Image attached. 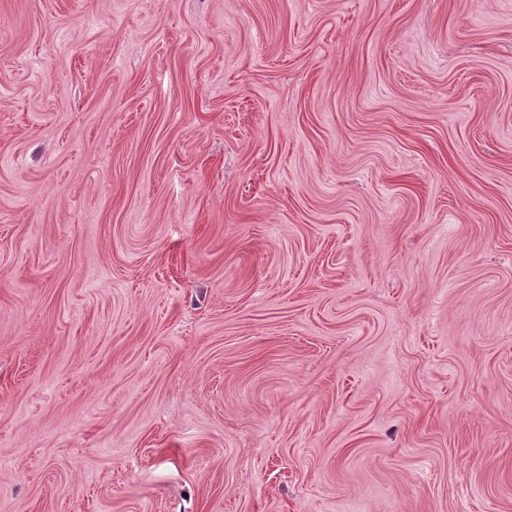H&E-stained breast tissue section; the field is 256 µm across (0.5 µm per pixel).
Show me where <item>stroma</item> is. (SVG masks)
I'll return each mask as SVG.
<instances>
[{
  "label": "stroma",
  "mask_w": 512,
  "mask_h": 512,
  "mask_svg": "<svg viewBox=\"0 0 512 512\" xmlns=\"http://www.w3.org/2000/svg\"><path fill=\"white\" fill-rule=\"evenodd\" d=\"M0 512H512V0H0Z\"/></svg>",
  "instance_id": "35a3bbf8"
}]
</instances>
